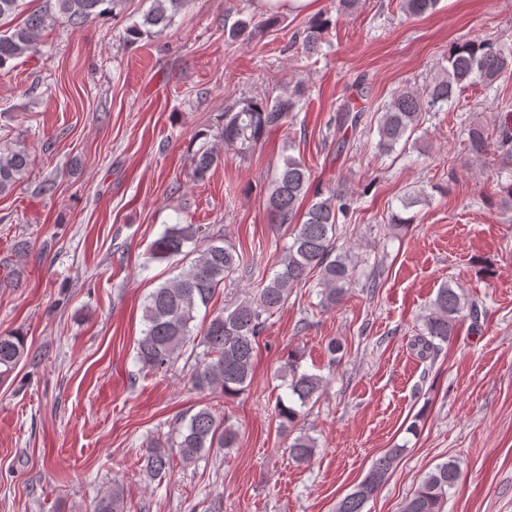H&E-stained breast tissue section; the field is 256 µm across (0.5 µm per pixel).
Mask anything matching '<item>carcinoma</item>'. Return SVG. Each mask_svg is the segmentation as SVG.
<instances>
[{"instance_id": "cac0c4a2", "label": "carcinoma", "mask_w": 512, "mask_h": 512, "mask_svg": "<svg viewBox=\"0 0 512 512\" xmlns=\"http://www.w3.org/2000/svg\"><path fill=\"white\" fill-rule=\"evenodd\" d=\"M22 0H0V70L11 61L37 52V35L55 23L81 26L121 0H54L45 11H33L21 22ZM439 0H401L400 9L408 17L433 12ZM187 0H151L142 22L127 29L133 40L163 34ZM328 27L324 19L313 20L302 40L304 52L320 51L322 34ZM448 66L432 77L422 90L400 89L378 112L376 149L390 155L397 146L407 148L412 136L436 112L451 111L468 87L485 90L512 72V48L497 38L466 39L448 53ZM296 88L275 100H246L239 108L224 113L217 138L224 147L247 158L272 130L291 117L301 96ZM465 150L476 161L492 154L500 170L512 169V114L507 112L490 140L485 128L467 129ZM221 161L217 148L201 147L191 156L192 176L202 181ZM31 154L21 137L0 138V195L9 194L29 172ZM311 174L305 162L289 155L277 168L267 197L273 221L289 226L288 241L273 264V274L261 277L253 292L231 308L212 313L202 329L194 322L199 310H209L215 294L225 282L239 273H248L243 255L210 224H168L147 249L146 264L169 261L181 256L188 262L176 277L161 283L143 302L144 329L137 340L136 359L149 370H166L192 345L193 386L200 391L232 397L243 392L253 377L256 347L266 321L288 302L296 288L312 272H317L320 306H336L355 282L358 257L350 249L336 246L339 216L350 209L346 196L311 189ZM478 319V306L461 288L447 284L438 288L431 307L423 318L422 334L415 339L417 354L427 358L448 342L457 323ZM25 336L15 332L0 334V382L10 378L26 357ZM280 378L289 391L288 398L277 397L279 426L295 427L303 409L318 399L326 380L302 369V356L291 353L281 368ZM238 432L217 421L203 407L181 420L177 438L169 445L157 444L143 456L142 473L150 480L160 479L170 469L173 453L193 462L211 452L235 447ZM318 448L315 438L303 433L289 445V456L297 465L311 462ZM400 447L387 449L377 458L352 492L338 500L335 512H363L365 505L385 484ZM461 477L459 463L450 459L435 466L407 498L401 512H444L448 492ZM94 512H125L124 493L112 487L97 497Z\"/></svg>"}]
</instances>
